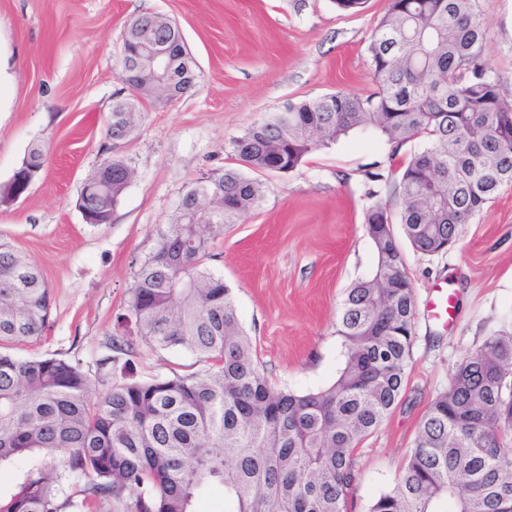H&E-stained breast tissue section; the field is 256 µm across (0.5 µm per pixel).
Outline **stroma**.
<instances>
[{
  "mask_svg": "<svg viewBox=\"0 0 512 512\" xmlns=\"http://www.w3.org/2000/svg\"><path fill=\"white\" fill-rule=\"evenodd\" d=\"M387 0L356 14L333 0H0V187L35 146L44 165L19 199L0 203V238L42 271L52 292L48 328L16 345L20 358L80 361L103 392L97 361L122 331L134 274L158 228L192 184L235 165L231 142L286 103L337 91L374 92L367 47ZM486 53L512 99V0H476ZM175 21L196 63L182 98L144 102L131 139L112 147L104 133L113 102L127 96L120 50L128 20ZM133 178L106 225L85 223L76 202L109 152ZM390 166L368 132L341 139L286 172H252L265 187L259 208L218 238L207 266L233 292L261 373L274 387L308 393L328 387L339 367L336 322L343 292L377 262L363 224L362 174ZM393 233L413 286L415 337L403 394L355 453L359 481L347 512H368L391 488L430 401L448 389L457 364L512 320V186L503 187L447 252L416 253L401 224ZM456 296L455 318L432 319L438 288ZM113 381L186 376L203 368L182 348L137 342ZM60 474V494L83 481L62 458L31 454L0 464V497L38 470Z\"/></svg>",
  "mask_w": 512,
  "mask_h": 512,
  "instance_id": "obj_1",
  "label": "stroma"
}]
</instances>
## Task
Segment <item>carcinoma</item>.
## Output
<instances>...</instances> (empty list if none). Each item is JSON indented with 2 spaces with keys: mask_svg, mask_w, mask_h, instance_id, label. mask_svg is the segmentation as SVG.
I'll return each instance as SVG.
<instances>
[{
  "mask_svg": "<svg viewBox=\"0 0 512 512\" xmlns=\"http://www.w3.org/2000/svg\"><path fill=\"white\" fill-rule=\"evenodd\" d=\"M152 14L127 24L121 71ZM155 35L179 50L178 26ZM378 90L340 91L288 103L231 141L239 167L212 172L185 195L207 192L201 224L183 210L162 225L153 253L138 266L128 321L158 349L191 351L207 368L188 376L110 385L92 395L78 363L55 356L19 359L2 351L38 339L50 314L40 271L0 240V463L34 452L66 456L84 479L79 498L60 499V475L44 469L21 484L0 512H195L197 497L224 490V512H346L356 489L355 450L388 417L404 391L416 306L383 189L403 202L401 224L414 250L437 254L512 184V100L503 97L486 55L475 0H389L368 48ZM116 118L132 135L143 100ZM369 130L390 156L418 136L428 145L400 174L365 172L364 224L377 253L371 274L346 289L337 332L343 365L317 392L277 389L257 365L231 289L204 267L224 229L258 207L264 171L279 160L292 171L350 133ZM133 170L105 158L80 192L91 217L108 223ZM369 512H512V323L458 363L447 390L433 398L394 486Z\"/></svg>",
  "mask_w": 512,
  "mask_h": 512,
  "instance_id": "1",
  "label": "carcinoma"
}]
</instances>
